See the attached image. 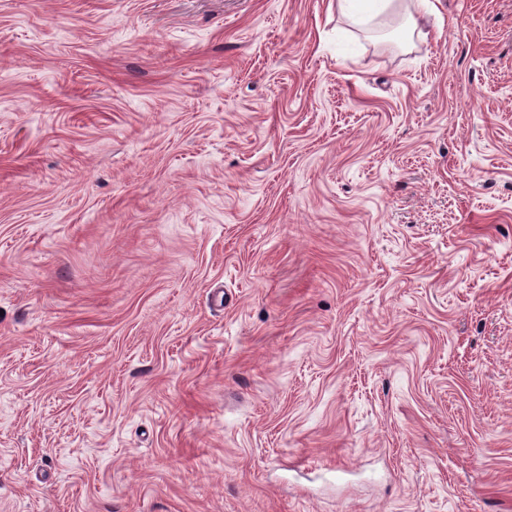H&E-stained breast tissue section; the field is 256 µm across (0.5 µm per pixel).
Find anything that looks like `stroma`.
<instances>
[{
	"mask_svg": "<svg viewBox=\"0 0 512 512\" xmlns=\"http://www.w3.org/2000/svg\"><path fill=\"white\" fill-rule=\"evenodd\" d=\"M0 512H512V0H0ZM396 0H336V7L353 25L365 27L389 12Z\"/></svg>",
	"mask_w": 512,
	"mask_h": 512,
	"instance_id": "1",
	"label": "stroma"
}]
</instances>
